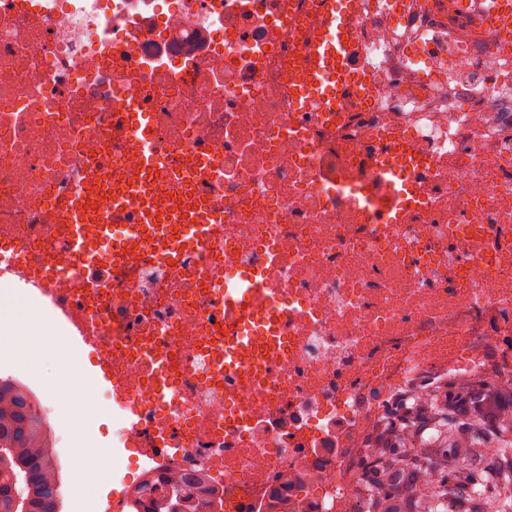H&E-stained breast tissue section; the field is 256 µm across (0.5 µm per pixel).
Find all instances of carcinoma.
Here are the masks:
<instances>
[{
	"instance_id": "obj_1",
	"label": "carcinoma",
	"mask_w": 512,
	"mask_h": 512,
	"mask_svg": "<svg viewBox=\"0 0 512 512\" xmlns=\"http://www.w3.org/2000/svg\"><path fill=\"white\" fill-rule=\"evenodd\" d=\"M499 453L495 472L481 466L487 443ZM360 478L365 512H512V390L481 377L440 382L415 402L401 398L371 435ZM33 467L35 504L61 465L32 391L0 379V512H17L6 494ZM437 470L423 489L418 476ZM135 512H201L221 494L198 473L158 476L133 490Z\"/></svg>"
}]
</instances>
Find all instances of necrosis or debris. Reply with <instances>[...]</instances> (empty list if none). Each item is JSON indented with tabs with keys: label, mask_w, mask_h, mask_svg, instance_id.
<instances>
[{
	"label": "necrosis or debris",
	"mask_w": 512,
	"mask_h": 512,
	"mask_svg": "<svg viewBox=\"0 0 512 512\" xmlns=\"http://www.w3.org/2000/svg\"><path fill=\"white\" fill-rule=\"evenodd\" d=\"M320 2L0 0V239L22 249L1 272L69 261L58 208L140 179L111 137L120 89L153 118L164 193L222 217L179 262L127 256L84 313L140 411L118 447L207 473L224 512H266L286 475V512H362L388 401L461 373L512 389V59L472 54L483 29L436 0H351L371 102L331 121L292 90ZM248 331L272 346L216 366Z\"/></svg>",
	"instance_id": "1"
}]
</instances>
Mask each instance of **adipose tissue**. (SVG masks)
I'll return each instance as SVG.
<instances>
[{"mask_svg": "<svg viewBox=\"0 0 512 512\" xmlns=\"http://www.w3.org/2000/svg\"><path fill=\"white\" fill-rule=\"evenodd\" d=\"M39 338L51 339L58 354L69 351L67 332L59 328L47 312L33 307L19 290L1 288L0 356H21Z\"/></svg>", "mask_w": 512, "mask_h": 512, "instance_id": "adipose-tissue-1", "label": "adipose tissue"}]
</instances>
